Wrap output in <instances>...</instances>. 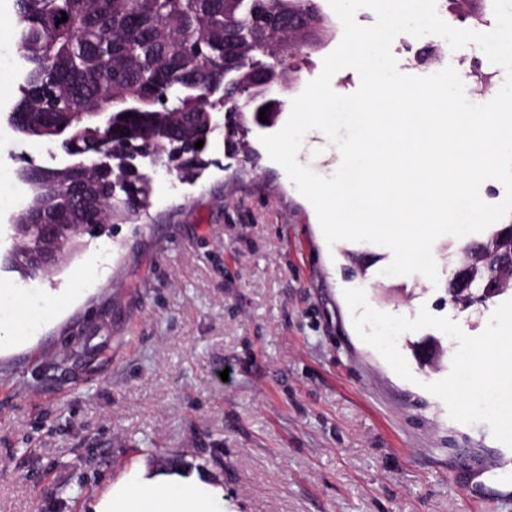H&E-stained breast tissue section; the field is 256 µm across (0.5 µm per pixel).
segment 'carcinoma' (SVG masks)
Here are the masks:
<instances>
[{"mask_svg": "<svg viewBox=\"0 0 512 512\" xmlns=\"http://www.w3.org/2000/svg\"><path fill=\"white\" fill-rule=\"evenodd\" d=\"M309 11L321 12L318 0H13L22 82L4 117L76 161L19 169L29 198L12 215V267L54 275L83 236L148 206L152 172L194 178L218 130L228 149H240L241 121L259 124L257 72L287 76L303 51L277 24ZM64 13L67 21L56 23ZM216 101L229 114L223 124ZM481 245L511 253L512 220ZM506 290L480 265L470 287L448 295L466 310L476 296Z\"/></svg>", "mask_w": 512, "mask_h": 512, "instance_id": "carcinoma-1", "label": "carcinoma"}]
</instances>
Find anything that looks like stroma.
<instances>
[{
  "label": "stroma",
  "instance_id": "35a3bbf8",
  "mask_svg": "<svg viewBox=\"0 0 512 512\" xmlns=\"http://www.w3.org/2000/svg\"><path fill=\"white\" fill-rule=\"evenodd\" d=\"M13 0H0V108L17 99ZM294 61L279 97L292 101L339 44ZM467 97L495 90L472 75L476 44L449 51ZM259 131L249 158L214 136L194 182L158 172L145 213L85 238L48 279L8 267L10 216L26 197L22 158L55 168L59 146L22 140L0 120V288L27 311L25 339L0 353V512H82L136 459L204 470L224 486L227 512H512V448L484 423L452 420L426 391L446 377L456 341L407 332L400 378L356 334L343 297L415 318L420 308L482 333L512 292L458 309L449 281L466 238L439 237V281L386 276L392 254L368 242L327 245L316 212L270 160ZM322 176L340 164L309 132L297 156ZM61 308L43 319L44 301Z\"/></svg>",
  "mask_w": 512,
  "mask_h": 512
}]
</instances>
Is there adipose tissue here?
Instances as JSON below:
<instances>
[{
    "mask_svg": "<svg viewBox=\"0 0 512 512\" xmlns=\"http://www.w3.org/2000/svg\"><path fill=\"white\" fill-rule=\"evenodd\" d=\"M86 512H225L224 489L205 476L136 461L88 500Z\"/></svg>",
    "mask_w": 512,
    "mask_h": 512,
    "instance_id": "1",
    "label": "adipose tissue"
}]
</instances>
